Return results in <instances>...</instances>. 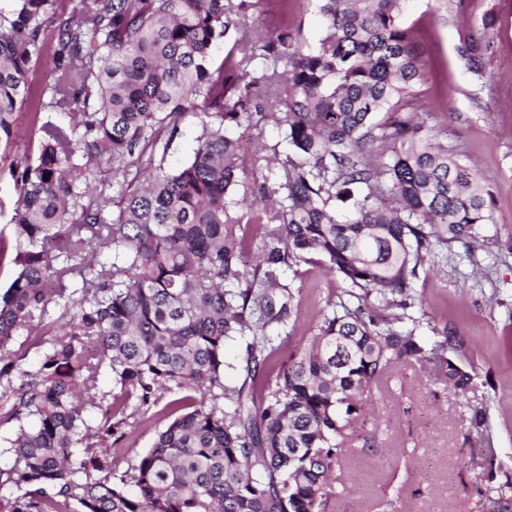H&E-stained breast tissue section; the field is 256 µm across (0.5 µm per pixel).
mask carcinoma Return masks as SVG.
<instances>
[{
	"label": "carcinoma",
	"instance_id": "cac0c4a2",
	"mask_svg": "<svg viewBox=\"0 0 512 512\" xmlns=\"http://www.w3.org/2000/svg\"><path fill=\"white\" fill-rule=\"evenodd\" d=\"M13 2L0 9V139L12 143L48 35L49 107L64 119L43 122L36 160L10 169L17 270L0 296V398L19 428L5 475L20 495L9 512H319L345 431L396 364H428L466 394L472 375L448 356L457 337L425 343L404 310L438 256L476 247L491 199L410 115L424 72L404 0H318L314 45L286 20L275 34L256 27L255 0ZM497 23L491 8L460 34L457 53L476 76ZM232 36L259 50L260 76L229 56L214 64L212 49ZM269 96L289 151L278 207L252 211L249 232L233 213L247 172L228 131ZM190 115L200 133L185 161L159 159L135 187L145 156L167 153ZM386 142L387 160L373 164L369 148ZM311 253L345 297L258 398L275 351L267 329L294 300L281 269ZM51 303L67 320L47 340L35 320ZM24 332L42 347L34 369L10 350ZM236 339L247 340L244 379L230 387L224 348ZM169 384L186 392L175 416L116 476L90 439L117 445L129 400L146 413ZM85 397L111 409L92 434ZM484 508L512 512V495Z\"/></svg>",
	"mask_w": 512,
	"mask_h": 512
}]
</instances>
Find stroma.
<instances>
[{
  "instance_id": "obj_1",
  "label": "stroma",
  "mask_w": 512,
  "mask_h": 512,
  "mask_svg": "<svg viewBox=\"0 0 512 512\" xmlns=\"http://www.w3.org/2000/svg\"><path fill=\"white\" fill-rule=\"evenodd\" d=\"M489 8L499 22L479 78L456 47L466 22ZM403 19L424 64L415 119L474 164L493 195L483 246L469 255L454 245L430 276L414 282L407 310L425 341L442 330L463 340L457 357L472 369L473 381L459 397L427 366L399 363L346 432L345 457L323 512H482L487 494L512 475V251L505 246L512 236V0H468L463 10L456 0H405ZM231 134L241 143L248 189L275 187L273 159L288 149L282 130L266 120ZM38 153L37 138L21 122L9 161L0 162L1 210L11 211L17 199L10 166ZM280 281L294 291V312L268 329L277 349L272 376L306 345L344 290L317 254L283 269ZM183 394L167 386L149 412L131 413L125 441L112 450L114 474L150 448ZM477 408L487 414L478 430L470 425Z\"/></svg>"
}]
</instances>
